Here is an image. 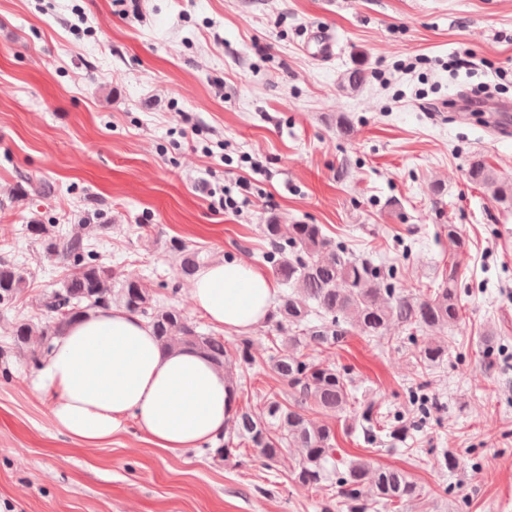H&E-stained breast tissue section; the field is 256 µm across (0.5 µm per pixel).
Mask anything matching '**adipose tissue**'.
<instances>
[{
	"mask_svg": "<svg viewBox=\"0 0 512 512\" xmlns=\"http://www.w3.org/2000/svg\"><path fill=\"white\" fill-rule=\"evenodd\" d=\"M274 282L241 261L217 260L192 278L196 311L218 329L243 332L273 309ZM56 427L98 447L135 423L175 454L223 436L232 416L223 369L190 347L164 349L145 322L122 308L98 309L53 342L36 385Z\"/></svg>",
	"mask_w": 512,
	"mask_h": 512,
	"instance_id": "obj_1",
	"label": "adipose tissue"
}]
</instances>
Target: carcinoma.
Returning a JSON list of instances; mask_svg holds the SVG:
<instances>
[{
    "label": "carcinoma",
    "instance_id": "obj_1",
    "mask_svg": "<svg viewBox=\"0 0 512 512\" xmlns=\"http://www.w3.org/2000/svg\"><path fill=\"white\" fill-rule=\"evenodd\" d=\"M467 179L492 189L500 204L512 205V184L498 181L484 159L471 161ZM29 230L41 240L44 256L67 261L72 269L60 288L42 301V311L54 316L55 325L18 321L13 329V345L17 348H28L34 354V346L61 334L88 311L111 307L115 300L146 319L164 348H197L220 368L235 363L249 369L255 364L250 337L241 336L229 344L222 336L200 333L180 310L157 306L139 278L127 275L116 282L110 267L92 253L84 234L53 238L43 224H31ZM263 233L271 245L263 259L273 276L287 287L279 295L271 319L278 330L288 331L289 344L308 352L270 356L271 370L287 382L291 396L267 397L258 413L234 406L227 439L214 455L227 457L246 445L272 468L284 449L298 448L300 459L293 470L294 481L315 490L336 484L350 502L351 512H367L370 506L388 507L419 496L421 488L403 469H374L360 458L350 461L345 470L339 469L333 428L313 422L307 412L316 407L340 413L355 395L346 374L317 361L311 351L338 345L351 328L380 338L390 325L399 324L412 339L416 332L441 333L454 326L463 317L457 262H451L448 276L437 288L419 296L405 295L389 282L393 274L381 276L376 267L353 256L345 245L328 239L318 224H293L285 237L282 225L272 222L264 225ZM179 251L181 272L193 274L199 264V251L185 245ZM24 288V274L8 260L0 259V304L13 302ZM449 352L448 342L428 339L420 349L419 360L426 367H435L448 358Z\"/></svg>",
    "mask_w": 512,
    "mask_h": 512
}]
</instances>
